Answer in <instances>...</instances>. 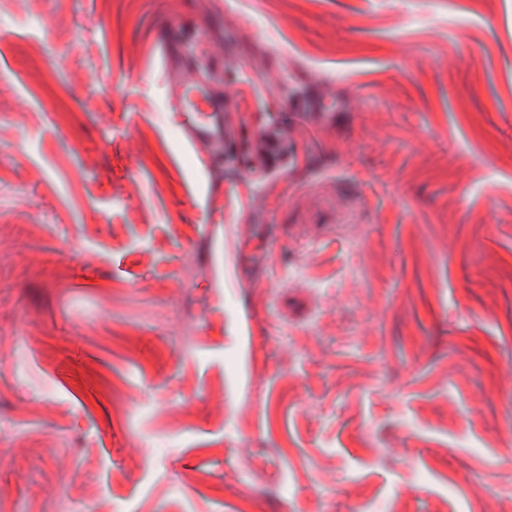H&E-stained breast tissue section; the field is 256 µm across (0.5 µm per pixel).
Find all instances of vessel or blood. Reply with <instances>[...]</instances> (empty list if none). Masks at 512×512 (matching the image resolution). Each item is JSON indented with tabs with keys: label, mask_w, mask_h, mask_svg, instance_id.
I'll list each match as a JSON object with an SVG mask.
<instances>
[{
	"label": "vessel or blood",
	"mask_w": 512,
	"mask_h": 512,
	"mask_svg": "<svg viewBox=\"0 0 512 512\" xmlns=\"http://www.w3.org/2000/svg\"><path fill=\"white\" fill-rule=\"evenodd\" d=\"M164 45L169 57L182 72L173 100V110L189 115L185 127L189 141L204 148L206 159L223 157L226 143V105L213 89L210 71L200 70L191 60L190 44L177 27L164 32Z\"/></svg>",
	"instance_id": "vessel-or-blood-1"
}]
</instances>
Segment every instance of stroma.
I'll return each mask as SVG.
<instances>
[{
    "label": "stroma",
    "instance_id": "stroma-1",
    "mask_svg": "<svg viewBox=\"0 0 512 512\" xmlns=\"http://www.w3.org/2000/svg\"><path fill=\"white\" fill-rule=\"evenodd\" d=\"M503 267L512 0H0V512H512ZM164 45L169 57L182 72L173 100V111L191 117L184 126L187 138L197 147L205 149V158L224 157L226 143V103L213 89V77L209 70H200L192 61L191 44L177 27L164 32Z\"/></svg>",
    "mask_w": 512,
    "mask_h": 512
}]
</instances>
